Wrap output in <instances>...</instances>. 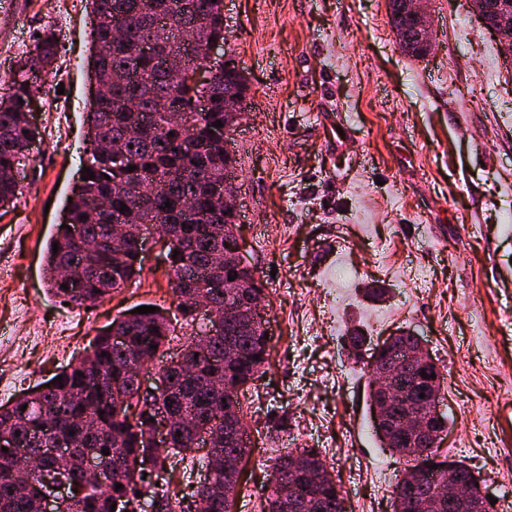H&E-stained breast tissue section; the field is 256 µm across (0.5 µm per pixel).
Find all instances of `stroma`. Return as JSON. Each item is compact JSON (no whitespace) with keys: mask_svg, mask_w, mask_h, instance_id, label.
<instances>
[{"mask_svg":"<svg viewBox=\"0 0 512 512\" xmlns=\"http://www.w3.org/2000/svg\"><path fill=\"white\" fill-rule=\"evenodd\" d=\"M434 44L405 56L387 0H224L216 52L249 79L237 158L238 228L268 293L269 364L242 401L251 451L233 512H261L274 457L321 449L352 505L392 512L405 460L378 439L366 392L372 346L407 330L446 378L441 452L512 502V69L469 0H431ZM86 0L0 8V78L42 28L60 56L34 103L41 132L23 192L0 210V402L88 349L112 318L173 307L166 253L92 309L66 306L45 249L86 158ZM367 344L347 347L350 332Z\"/></svg>","mask_w":512,"mask_h":512,"instance_id":"35a3bbf8","label":"stroma"}]
</instances>
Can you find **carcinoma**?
I'll use <instances>...</instances> for the list:
<instances>
[{
    "mask_svg": "<svg viewBox=\"0 0 512 512\" xmlns=\"http://www.w3.org/2000/svg\"><path fill=\"white\" fill-rule=\"evenodd\" d=\"M86 2L93 14L88 64L100 85L91 93L86 119L102 147L93 149L86 163L94 179L78 180L69 194L72 202L64 208L70 223L82 226L96 246L84 250L67 228L58 227L47 246L48 291L71 305L91 308L127 287L140 275L141 260L130 241L122 250L112 248L113 225L124 224L132 231L149 225L167 244L169 284L181 323L174 325L160 310L128 311L96 335L91 351L58 372L62 380L53 376L0 405V512H34V500L58 485H85L88 491L81 499L61 500L57 512H141L143 500L152 512H196V499L208 498L224 486V456L247 452L241 424L224 436L225 415L241 407L240 397L262 376L271 348V339L260 328L236 325L231 335L259 359L227 368L211 365L224 354V337L201 345L197 329L202 323L188 303L199 278L205 276L221 281L234 277L229 288L208 290L220 321L224 303L248 308L266 298L254 269L224 259V240L234 237L237 228L233 204L224 203V181L235 162L229 158V138L209 135L218 120L234 132L237 113L228 110V102L248 99L251 88L244 71L233 63L200 87L166 67L169 56L201 65L208 46L224 40V0ZM388 10L401 51L425 56L427 49L414 38V21L404 12L402 0H388ZM59 43L55 30H42L34 49L19 60L22 79L12 81L8 93L0 95L1 207L22 194L23 186L12 172L27 165L28 144L39 135V129L27 123L25 108L47 95L45 82L34 80L33 74L53 67ZM145 44L154 48V54L141 53ZM130 166L135 170L127 171ZM122 203L127 205L123 212ZM167 203L171 207H165ZM186 223L190 227H184ZM114 336L125 337L126 344L115 346ZM174 341L180 344L179 351L158 369L162 390L141 392V366L164 355ZM438 369L433 358L422 367L405 368L397 388V410L405 411L404 399L421 385V373ZM159 404L212 424L214 439L201 455L215 459L210 485L201 481L184 494L171 489L163 473L200 443L174 424L169 447L147 446L149 419ZM61 437L70 443L63 457L49 452ZM15 445L38 459L21 478L11 473ZM3 446L8 451L1 450ZM87 448L109 449L99 461L112 467V482L95 484L84 462ZM438 450L437 443L427 449L426 460L437 468L417 486L416 493L423 498L435 497L437 484L444 481ZM301 454V465L295 468L289 463L290 452L274 459L280 482L312 497L315 506L309 512H342L340 485L322 486L311 479L328 468L320 449L303 448ZM117 483L122 484L118 491ZM262 512H283L277 485L268 487Z\"/></svg>",
    "mask_w": 512,
    "mask_h": 512,
    "instance_id": "obj_1",
    "label": "carcinoma"
}]
</instances>
